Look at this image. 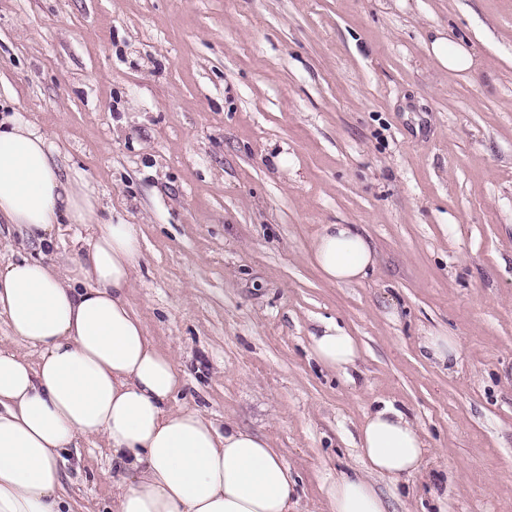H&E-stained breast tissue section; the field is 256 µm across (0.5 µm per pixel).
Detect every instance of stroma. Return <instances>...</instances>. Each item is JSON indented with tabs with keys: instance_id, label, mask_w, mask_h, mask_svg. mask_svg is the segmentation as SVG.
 <instances>
[{
	"instance_id": "1",
	"label": "stroma",
	"mask_w": 512,
	"mask_h": 512,
	"mask_svg": "<svg viewBox=\"0 0 512 512\" xmlns=\"http://www.w3.org/2000/svg\"><path fill=\"white\" fill-rule=\"evenodd\" d=\"M0 102L138 225L127 299L180 371L173 407L266 436L299 512L363 469L387 403L430 448L375 478L388 512H512V0H0ZM324 224L364 226L365 280L323 279ZM95 231L58 225L45 260ZM328 323L360 345L348 374L309 355ZM437 333L456 368L423 355ZM62 469L72 512H109L103 439ZM435 58L448 70L462 71L470 67L471 54L462 43L437 37L431 43Z\"/></svg>"
}]
</instances>
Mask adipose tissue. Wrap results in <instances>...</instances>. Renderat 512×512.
Listing matches in <instances>:
<instances>
[{
    "instance_id": "obj_1",
    "label": "adipose tissue",
    "mask_w": 512,
    "mask_h": 512,
    "mask_svg": "<svg viewBox=\"0 0 512 512\" xmlns=\"http://www.w3.org/2000/svg\"><path fill=\"white\" fill-rule=\"evenodd\" d=\"M99 210L84 179L63 180L49 136L26 113L0 116V220L42 247L57 224L97 227L67 269L33 257L0 266V312L11 336L38 353L33 364L0 350V512H64L62 455L98 436L119 469L112 512H297L298 479L266 438L172 407L175 362L127 300L139 229ZM310 253L337 285L360 282L376 260L357 224L322 225ZM311 351L337 371L359 357L355 339L333 325ZM357 448L368 473L330 482L328 512H388L373 476L411 478L429 454L423 434L389 404L366 416Z\"/></svg>"
}]
</instances>
